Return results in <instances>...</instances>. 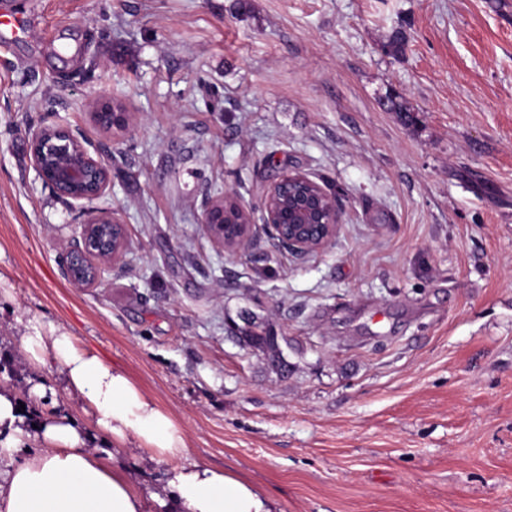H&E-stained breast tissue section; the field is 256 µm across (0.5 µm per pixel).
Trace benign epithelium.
<instances>
[{
	"instance_id": "1",
	"label": "benign epithelium",
	"mask_w": 512,
	"mask_h": 512,
	"mask_svg": "<svg viewBox=\"0 0 512 512\" xmlns=\"http://www.w3.org/2000/svg\"><path fill=\"white\" fill-rule=\"evenodd\" d=\"M93 109V119L101 129L114 135L129 130L130 113L115 111L112 100H99ZM26 139L38 178L84 216L80 234L67 250L64 263L73 285L93 286L128 246V234L115 213L86 208L107 193L110 168L91 156L82 139L66 125L30 127ZM327 197V191L308 175L285 172L265 187L261 222L252 220L226 231L220 224L224 210L221 196L206 200L200 223L212 242L231 255L249 246L260 224L278 246L303 256L324 249L342 223L339 209L329 207Z\"/></svg>"
}]
</instances>
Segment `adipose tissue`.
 I'll return each instance as SVG.
<instances>
[{
	"mask_svg": "<svg viewBox=\"0 0 512 512\" xmlns=\"http://www.w3.org/2000/svg\"><path fill=\"white\" fill-rule=\"evenodd\" d=\"M19 341L33 367L55 364L66 390L87 406L101 431L167 457L165 489L180 512H276L275 503L252 484L221 469L184 463L186 440L173 420L127 373L66 330H38ZM87 440L77 423L65 418L29 426L14 394L0 391V447L41 445L0 474V512H146L125 469L103 465L88 452Z\"/></svg>",
	"mask_w": 512,
	"mask_h": 512,
	"instance_id": "adipose-tissue-1",
	"label": "adipose tissue"
}]
</instances>
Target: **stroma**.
<instances>
[{
	"mask_svg": "<svg viewBox=\"0 0 512 512\" xmlns=\"http://www.w3.org/2000/svg\"><path fill=\"white\" fill-rule=\"evenodd\" d=\"M0 18L1 389L75 420L147 512H176L165 462L33 370L25 324L124 370L186 461L278 512H512V0H0ZM103 98L133 114L121 137L91 119ZM41 124L111 170L94 205L132 245L91 287L64 271L82 217L29 161ZM288 171L335 194L327 247L211 242L206 198L257 208ZM248 317L284 337L283 373L230 335Z\"/></svg>",
	"mask_w": 512,
	"mask_h": 512,
	"instance_id": "stroma-1",
	"label": "stroma"
}]
</instances>
